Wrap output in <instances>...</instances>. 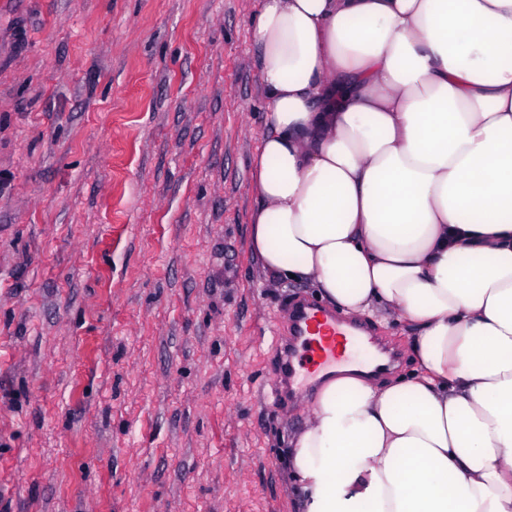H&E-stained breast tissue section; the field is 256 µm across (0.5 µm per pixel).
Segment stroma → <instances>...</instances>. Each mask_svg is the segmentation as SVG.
<instances>
[{
	"instance_id": "1",
	"label": "stroma",
	"mask_w": 512,
	"mask_h": 512,
	"mask_svg": "<svg viewBox=\"0 0 512 512\" xmlns=\"http://www.w3.org/2000/svg\"><path fill=\"white\" fill-rule=\"evenodd\" d=\"M257 6L0 0V512H294Z\"/></svg>"
}]
</instances>
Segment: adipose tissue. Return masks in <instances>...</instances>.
<instances>
[{"mask_svg": "<svg viewBox=\"0 0 512 512\" xmlns=\"http://www.w3.org/2000/svg\"><path fill=\"white\" fill-rule=\"evenodd\" d=\"M249 26L251 253L415 330L409 375L324 379L299 512H512V0H260Z\"/></svg>", "mask_w": 512, "mask_h": 512, "instance_id": "obj_1", "label": "adipose tissue"}]
</instances>
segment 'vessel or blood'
<instances>
[{"label":"vessel or blood","instance_id":"vessel-or-blood-1","mask_svg":"<svg viewBox=\"0 0 512 512\" xmlns=\"http://www.w3.org/2000/svg\"><path fill=\"white\" fill-rule=\"evenodd\" d=\"M296 354L288 362L289 377H296L300 367L317 372L352 359L367 330L364 326L336 318L325 308L301 303L292 315Z\"/></svg>","mask_w":512,"mask_h":512}]
</instances>
